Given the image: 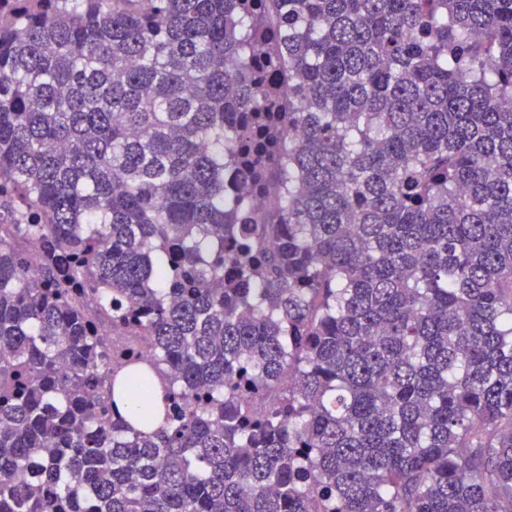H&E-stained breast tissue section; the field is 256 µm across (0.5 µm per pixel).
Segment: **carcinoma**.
Masks as SVG:
<instances>
[{
    "mask_svg": "<svg viewBox=\"0 0 512 512\" xmlns=\"http://www.w3.org/2000/svg\"><path fill=\"white\" fill-rule=\"evenodd\" d=\"M2 224L0 512H512V0H0ZM65 288H70L71 303L81 309L89 318L99 336H107L110 343L114 346L128 347L134 349L144 358L151 357L152 347L145 344L140 337L129 336L130 334H113L112 324L109 320L101 318L95 311V302L93 295L83 289H77L70 283H64Z\"/></svg>",
    "mask_w": 512,
    "mask_h": 512,
    "instance_id": "obj_1",
    "label": "carcinoma"
}]
</instances>
